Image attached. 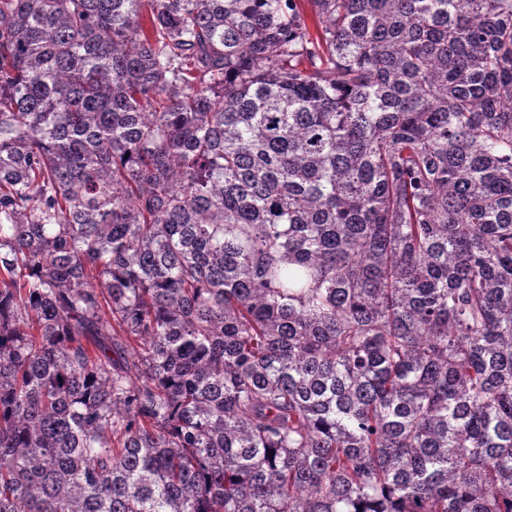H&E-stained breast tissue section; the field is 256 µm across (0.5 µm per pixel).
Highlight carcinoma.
I'll use <instances>...</instances> for the list:
<instances>
[{"label": "carcinoma", "mask_w": 512, "mask_h": 512, "mask_svg": "<svg viewBox=\"0 0 512 512\" xmlns=\"http://www.w3.org/2000/svg\"><path fill=\"white\" fill-rule=\"evenodd\" d=\"M0 512H512V0H0Z\"/></svg>", "instance_id": "carcinoma-1"}]
</instances>
